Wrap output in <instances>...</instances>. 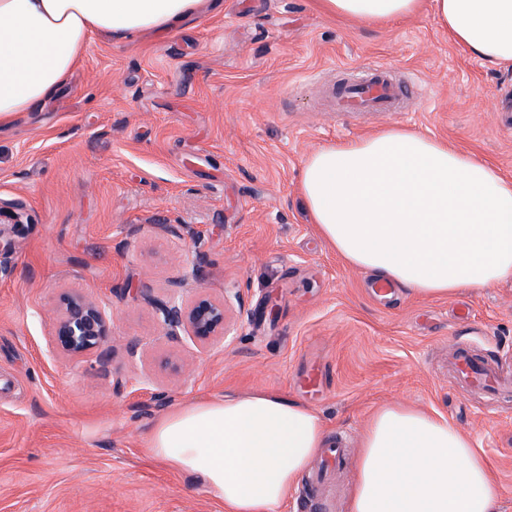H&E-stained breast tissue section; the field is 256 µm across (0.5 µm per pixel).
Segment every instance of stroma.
I'll return each mask as SVG.
<instances>
[{
  "label": "stroma",
  "instance_id": "1",
  "mask_svg": "<svg viewBox=\"0 0 512 512\" xmlns=\"http://www.w3.org/2000/svg\"><path fill=\"white\" fill-rule=\"evenodd\" d=\"M373 62L426 96L389 114L336 111L340 74ZM507 85L511 66L474 57L427 9L370 26L313 0H222L170 31L91 35L51 101L0 125V200L28 218L0 225L15 241L0 252V512H224L149 458L146 435L184 403L264 389L309 405L356 451L384 405L439 415L473 439L498 512H512V396L486 405L448 373L454 344L512 359V281L373 295L298 193L313 151L388 128L512 177V129L493 110ZM174 288L187 303L238 292L228 340L166 335L154 304ZM64 292L116 312L101 349L49 352L46 311Z\"/></svg>",
  "mask_w": 512,
  "mask_h": 512
}]
</instances>
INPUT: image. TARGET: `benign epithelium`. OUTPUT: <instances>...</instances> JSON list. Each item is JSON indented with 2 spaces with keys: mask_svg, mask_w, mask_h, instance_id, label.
I'll use <instances>...</instances> for the list:
<instances>
[{
  "mask_svg": "<svg viewBox=\"0 0 512 512\" xmlns=\"http://www.w3.org/2000/svg\"><path fill=\"white\" fill-rule=\"evenodd\" d=\"M161 325L166 334L177 337L185 331L202 344L226 339V301L200 295L185 304L176 297L158 305ZM53 325L49 339L52 353L81 357L100 347L109 335L112 313L99 302L63 293L47 310Z\"/></svg>",
  "mask_w": 512,
  "mask_h": 512,
  "instance_id": "1",
  "label": "benign epithelium"
}]
</instances>
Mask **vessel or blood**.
Masks as SVG:
<instances>
[{
  "label": "vessel or blood",
  "mask_w": 512,
  "mask_h": 512,
  "mask_svg": "<svg viewBox=\"0 0 512 512\" xmlns=\"http://www.w3.org/2000/svg\"><path fill=\"white\" fill-rule=\"evenodd\" d=\"M336 109L340 112H398L414 95L413 86L393 80L385 65L371 64L359 71L342 73L337 82ZM452 369L463 383L493 394L501 384H512V369L476 358L466 350L454 352Z\"/></svg>",
  "instance_id": "obj_1"
}]
</instances>
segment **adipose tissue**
I'll return each mask as SVG.
<instances>
[{"label": "adipose tissue", "mask_w": 512, "mask_h": 512, "mask_svg": "<svg viewBox=\"0 0 512 512\" xmlns=\"http://www.w3.org/2000/svg\"><path fill=\"white\" fill-rule=\"evenodd\" d=\"M204 0H0V123L51 98L95 33L167 31ZM325 16L379 24L430 6L478 59L512 64V0H314ZM310 223L347 265L423 297L512 280V178L407 128L330 143L306 159ZM328 445L307 404L273 390L179 406L154 422L151 458L189 474L224 512H280ZM349 512H497L472 439L402 403L367 424Z\"/></svg>", "instance_id": "1"}]
</instances>
